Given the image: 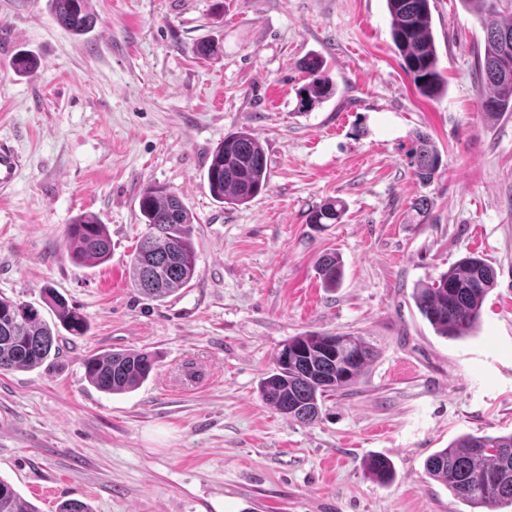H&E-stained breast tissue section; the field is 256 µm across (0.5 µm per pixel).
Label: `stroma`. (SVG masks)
I'll return each mask as SVG.
<instances>
[{
	"instance_id": "1",
	"label": "stroma",
	"mask_w": 512,
	"mask_h": 512,
	"mask_svg": "<svg viewBox=\"0 0 512 512\" xmlns=\"http://www.w3.org/2000/svg\"><path fill=\"white\" fill-rule=\"evenodd\" d=\"M77 37L48 0H0V143L20 157L0 190V296L40 308L56 289L85 316L56 352L0 373V479L38 512H470L429 478L426 458L464 434L512 432V114L487 120L476 84L484 33L461 0H434L448 91L419 94L401 68L386 0H94ZM202 40L220 51L192 48ZM39 68L14 70L17 53ZM336 85L297 109L304 56ZM240 130L266 149L270 179L248 204L217 203L210 156ZM429 134L443 166L420 183L409 150ZM150 183L195 217L196 274L161 301L137 294L129 263L149 231ZM426 200V213L415 208ZM342 203L339 223L308 216ZM81 214L106 224L112 256L69 258ZM344 262L339 288L316 262ZM496 272L478 328L438 336L411 298L469 254ZM350 333L378 351L318 421L259 396L288 338ZM152 352L133 391L108 395L84 361ZM387 458L383 486L361 467Z\"/></svg>"
}]
</instances>
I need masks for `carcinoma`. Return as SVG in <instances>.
<instances>
[{
	"label": "carcinoma",
	"mask_w": 512,
	"mask_h": 512,
	"mask_svg": "<svg viewBox=\"0 0 512 512\" xmlns=\"http://www.w3.org/2000/svg\"><path fill=\"white\" fill-rule=\"evenodd\" d=\"M90 2L50 0V7L60 27L80 36L92 31L99 21ZM431 2L386 0L391 36L402 57V68L420 95L427 98L441 96L448 89L438 67ZM462 3L481 6L484 57L478 61L476 79L486 89L482 112L494 120L512 112V14H500L490 0ZM13 67L20 73H30L39 63L34 55L22 52L15 56ZM299 68L309 78L298 92V109L305 112L330 98L335 86L326 75L322 57L309 55L299 62ZM412 158L415 176L423 184L430 183L443 164L431 138L423 133L416 137ZM268 181L264 146L248 130L225 137L207 168L210 193L224 205L250 202L267 188ZM139 208L150 234L131 258L130 280L139 294L161 301L190 283L196 274L194 217L175 192L155 183L143 188ZM343 213L342 204L328 202L310 213L309 223H337ZM64 239L76 262L103 264L111 257L107 227L91 214H82L67 225ZM316 273L323 287L336 288L342 282V261L334 253L326 254L319 259ZM495 285L492 267L482 257L470 254L437 279L413 288L412 298L438 335L457 339L477 327L484 300ZM47 295L61 326L74 336L85 335V317L52 289H47ZM343 338L349 348L348 359L336 353V336L332 334L306 332L288 339V358L277 354L274 368L260 382L264 403L290 420L307 424L316 421L320 402L357 385L376 357V349L363 337L345 334ZM55 343L56 333L42 319L38 308L0 296V372L42 365ZM84 366L86 378L97 390L121 394L149 378L155 358L148 351L112 352L92 355ZM362 466L370 478L385 485L391 483L393 472L387 460L369 457ZM425 470L453 496L472 506L473 512H498L502 507H512V433L465 434L428 456ZM0 512L38 510L24 501L10 483L0 480Z\"/></svg>",
	"instance_id": "obj_1"
}]
</instances>
